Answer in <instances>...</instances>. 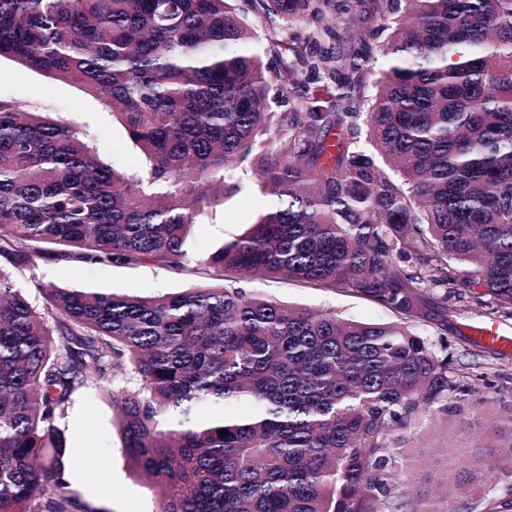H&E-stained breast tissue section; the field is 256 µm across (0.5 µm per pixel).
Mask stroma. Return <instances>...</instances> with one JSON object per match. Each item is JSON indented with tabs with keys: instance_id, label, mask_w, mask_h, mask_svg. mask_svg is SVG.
I'll list each match as a JSON object with an SVG mask.
<instances>
[{
	"instance_id": "stroma-1",
	"label": "stroma",
	"mask_w": 512,
	"mask_h": 512,
	"mask_svg": "<svg viewBox=\"0 0 512 512\" xmlns=\"http://www.w3.org/2000/svg\"><path fill=\"white\" fill-rule=\"evenodd\" d=\"M0 97L14 98L43 107L79 130L95 136L101 160L119 170H134L144 164L143 156L124 126L114 119L98 99L79 85L50 79L43 74L0 59ZM226 177L238 182L239 191L225 198L223 205L200 216L190 238L193 255L210 253L217 246L244 233L259 213L272 202L261 192L248 165L226 170ZM13 277L33 304H41L37 283L87 291L163 297L205 285L202 276L151 263L137 265L92 264L66 259L37 261L13 269ZM250 293L281 303L311 309H331L341 317L364 322H392L395 314L371 300L350 292L307 288L288 280L249 276L242 281ZM455 310L445 335L433 337L442 347L450 367L462 383L481 381L482 403L450 399L448 413L423 425L411 435L399 460L408 469L415 489L434 490L438 465L445 452L455 453L459 469L473 466L472 444L484 430L489 417L512 411V351L493 353L482 344L473 329L486 322L498 323L512 331V318L501 315L483 288L466 289L462 296L449 297ZM111 392L88 381L74 396V402L60 427L76 460L69 470L68 489L90 512H158L156 489L135 473L123 451L119 423ZM95 450L96 462L78 465L86 447Z\"/></svg>"
}]
</instances>
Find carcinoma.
<instances>
[{"instance_id":"carcinoma-1","label":"carcinoma","mask_w":512,"mask_h":512,"mask_svg":"<svg viewBox=\"0 0 512 512\" xmlns=\"http://www.w3.org/2000/svg\"><path fill=\"white\" fill-rule=\"evenodd\" d=\"M235 2L0 0V59L81 85L145 160L118 171L90 132L0 99V261L217 281L163 299L39 283V307L0 272V512H82L60 422L90 370L105 388L137 380L112 402L158 512H458L400 495L397 458L448 398H479L421 333L445 329L448 295L481 286L512 316V0H246L273 29L271 75ZM367 15L379 24L344 45ZM272 88L288 111L270 110ZM246 161L272 204L191 259L199 216L238 191L224 166ZM255 273L397 320L237 286ZM237 402L252 411H209ZM472 512H512V497ZM240 286L250 293L281 303L311 309H331L339 316L364 322H393L396 315L371 300L350 292L307 288L288 280L248 276Z\"/></svg>"}]
</instances>
